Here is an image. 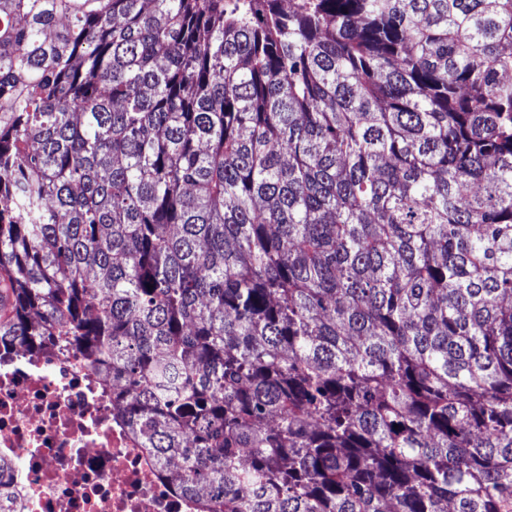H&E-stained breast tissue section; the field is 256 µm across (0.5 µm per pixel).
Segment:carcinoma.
<instances>
[{"instance_id":"obj_1","label":"carcinoma","mask_w":512,"mask_h":512,"mask_svg":"<svg viewBox=\"0 0 512 512\" xmlns=\"http://www.w3.org/2000/svg\"><path fill=\"white\" fill-rule=\"evenodd\" d=\"M47 342L222 512H512V0H0Z\"/></svg>"}]
</instances>
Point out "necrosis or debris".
I'll use <instances>...</instances> for the list:
<instances>
[{"mask_svg":"<svg viewBox=\"0 0 512 512\" xmlns=\"http://www.w3.org/2000/svg\"><path fill=\"white\" fill-rule=\"evenodd\" d=\"M118 415L78 349L0 352V486L18 492L9 512H210Z\"/></svg>","mask_w":512,"mask_h":512,"instance_id":"necrosis-or-debris-1","label":"necrosis or debris"}]
</instances>
